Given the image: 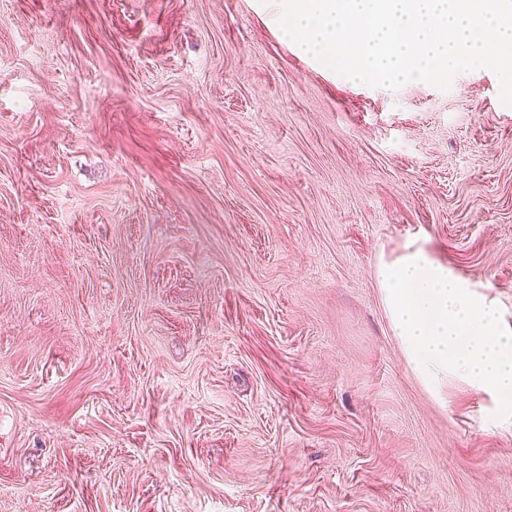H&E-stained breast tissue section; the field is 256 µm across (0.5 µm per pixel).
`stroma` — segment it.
<instances>
[{
  "label": "stroma",
  "mask_w": 512,
  "mask_h": 512,
  "mask_svg": "<svg viewBox=\"0 0 512 512\" xmlns=\"http://www.w3.org/2000/svg\"><path fill=\"white\" fill-rule=\"evenodd\" d=\"M279 11L0 0V512H512V419L377 282L418 246L512 324V106Z\"/></svg>",
  "instance_id": "stroma-1"
}]
</instances>
